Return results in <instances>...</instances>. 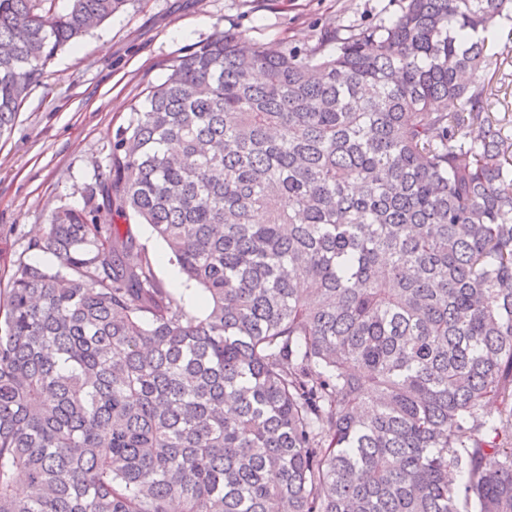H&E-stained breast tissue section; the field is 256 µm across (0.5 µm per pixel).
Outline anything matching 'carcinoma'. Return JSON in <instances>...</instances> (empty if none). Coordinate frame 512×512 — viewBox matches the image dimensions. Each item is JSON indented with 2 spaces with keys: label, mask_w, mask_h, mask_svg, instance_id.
Wrapping results in <instances>:
<instances>
[{
  "label": "carcinoma",
  "mask_w": 512,
  "mask_h": 512,
  "mask_svg": "<svg viewBox=\"0 0 512 512\" xmlns=\"http://www.w3.org/2000/svg\"><path fill=\"white\" fill-rule=\"evenodd\" d=\"M126 2L0 0V138ZM511 17L399 0L330 54L224 32L173 60L29 243L58 268L0 293V512H512V122L483 36ZM130 228L137 242L144 246L149 254L155 258L154 271L156 278L161 283L162 287L166 288V290L190 313L194 315H201L203 313V308H195L191 306L185 299L183 293L171 288L170 278L171 276H174L180 283L181 287L184 288V291L199 295V291L196 289L197 287L193 283L186 281V278L179 272L178 268L168 261V257H166L165 244L154 235L151 227L147 224H137V221L131 218ZM162 257L166 259V263L162 261ZM188 292L186 294L190 300L197 303L198 301L190 296Z\"/></svg>",
  "instance_id": "obj_1"
}]
</instances>
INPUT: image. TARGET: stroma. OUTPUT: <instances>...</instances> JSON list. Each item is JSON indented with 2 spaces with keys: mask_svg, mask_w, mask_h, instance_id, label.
Listing matches in <instances>:
<instances>
[{
  "mask_svg": "<svg viewBox=\"0 0 512 512\" xmlns=\"http://www.w3.org/2000/svg\"><path fill=\"white\" fill-rule=\"evenodd\" d=\"M394 0H128L57 53L0 140V289L18 261L55 260L27 244L59 207L83 205L107 174L120 130L162 83L168 64L225 29L258 44L312 49L321 29L395 15Z\"/></svg>",
  "mask_w": 512,
  "mask_h": 512,
  "instance_id": "obj_1",
  "label": "stroma"
}]
</instances>
